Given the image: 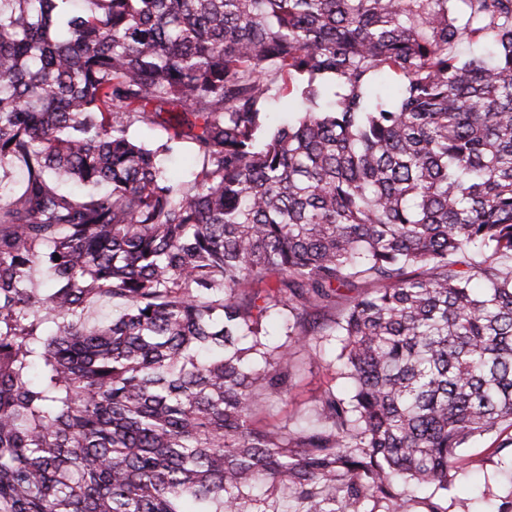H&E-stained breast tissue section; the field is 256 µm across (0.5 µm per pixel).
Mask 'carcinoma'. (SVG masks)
Instances as JSON below:
<instances>
[{
    "instance_id": "1",
    "label": "carcinoma",
    "mask_w": 512,
    "mask_h": 512,
    "mask_svg": "<svg viewBox=\"0 0 512 512\" xmlns=\"http://www.w3.org/2000/svg\"><path fill=\"white\" fill-rule=\"evenodd\" d=\"M7 161L0 512H447L512 425V0H0ZM162 163L173 178L184 180L190 178L192 170L198 165V158L192 144L184 142L178 153L162 157ZM339 350L332 342L323 350L321 358H308L298 355L296 358L294 387L285 402L279 401L275 407L258 416L261 423L293 424L311 415L323 389L332 387L337 394L348 395L351 383L339 374L336 356ZM336 371L338 373H336Z\"/></svg>"
}]
</instances>
